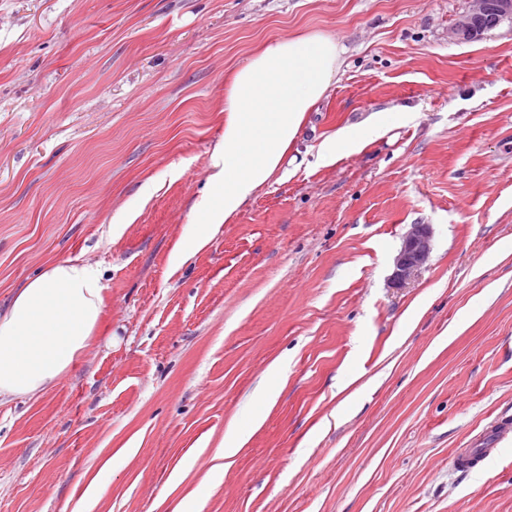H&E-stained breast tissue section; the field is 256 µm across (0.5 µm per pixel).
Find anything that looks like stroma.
<instances>
[{
    "label": "stroma",
    "mask_w": 512,
    "mask_h": 512,
    "mask_svg": "<svg viewBox=\"0 0 512 512\" xmlns=\"http://www.w3.org/2000/svg\"><path fill=\"white\" fill-rule=\"evenodd\" d=\"M470 3L0 0V307L69 258L105 288L98 346L0 404V512H512V434L455 466L512 417V24L449 38ZM311 32L344 63L293 164L171 267L227 80ZM382 111L407 118L317 163ZM415 224L430 257L398 287ZM244 435V429L234 424L229 425L224 435V440L213 456V460L217 462L213 465L210 472L211 481L221 482L223 480L224 469L226 468V464L223 461L232 458L239 451Z\"/></svg>",
    "instance_id": "stroma-1"
}]
</instances>
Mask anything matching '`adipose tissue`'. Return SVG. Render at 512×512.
Segmentation results:
<instances>
[{"mask_svg": "<svg viewBox=\"0 0 512 512\" xmlns=\"http://www.w3.org/2000/svg\"><path fill=\"white\" fill-rule=\"evenodd\" d=\"M343 47L313 33L275 41L250 56L224 90V134L214 147L207 194L193 208L171 256L182 267L204 250L282 167L308 112L342 67ZM401 115L376 116L361 131H338L319 148L330 164L392 128ZM104 309L100 270L62 260L29 278L0 310V404L42 395L94 346Z\"/></svg>", "mask_w": 512, "mask_h": 512, "instance_id": "1", "label": "adipose tissue"}]
</instances>
